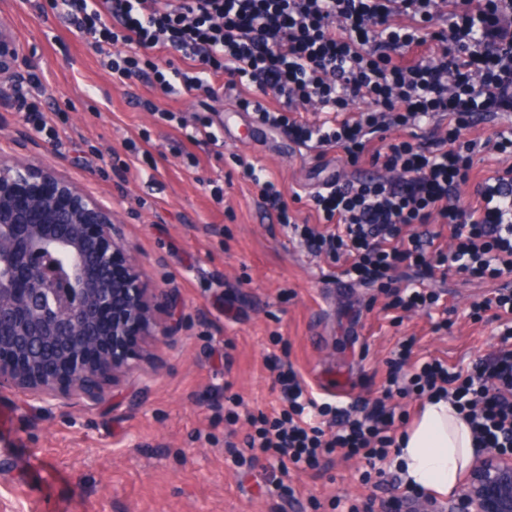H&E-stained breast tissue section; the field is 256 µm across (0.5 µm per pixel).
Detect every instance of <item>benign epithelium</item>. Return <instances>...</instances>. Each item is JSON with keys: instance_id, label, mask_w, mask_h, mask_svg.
Returning a JSON list of instances; mask_svg holds the SVG:
<instances>
[{"instance_id": "obj_1", "label": "benign epithelium", "mask_w": 512, "mask_h": 512, "mask_svg": "<svg viewBox=\"0 0 512 512\" xmlns=\"http://www.w3.org/2000/svg\"><path fill=\"white\" fill-rule=\"evenodd\" d=\"M24 65L0 19V98ZM17 146L0 159V389L46 412L92 409L129 367V329L161 339L168 326L150 321L143 266L112 207ZM448 512H512V454L484 449Z\"/></svg>"}]
</instances>
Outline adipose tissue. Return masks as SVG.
<instances>
[{
	"instance_id": "adipose-tissue-1",
	"label": "adipose tissue",
	"mask_w": 512,
	"mask_h": 512,
	"mask_svg": "<svg viewBox=\"0 0 512 512\" xmlns=\"http://www.w3.org/2000/svg\"><path fill=\"white\" fill-rule=\"evenodd\" d=\"M476 450L471 430L447 401L420 406L396 461L407 483L447 494L467 472Z\"/></svg>"
}]
</instances>
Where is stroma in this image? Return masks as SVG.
<instances>
[{
	"label": "stroma",
	"mask_w": 512,
	"mask_h": 512,
	"mask_svg": "<svg viewBox=\"0 0 512 512\" xmlns=\"http://www.w3.org/2000/svg\"><path fill=\"white\" fill-rule=\"evenodd\" d=\"M45 3L0 0L20 55L37 63L22 102L0 100V114L36 94L54 106L59 138L37 135L31 158L115 208L147 271L152 315L171 330L159 343L137 339L144 361L93 409L46 413L0 390L9 419L0 426V512H334L366 496L359 457L289 468L295 497L286 500L268 480L277 461L242 466L228 452L249 432L251 414L281 406L268 355L291 365L316 399L326 397L327 376L343 387V401L373 398L404 337L452 367L492 350L502 322L467 315L483 286L453 276L438 287L439 309L384 310L342 267L308 257L287 227L263 219L259 189L235 163L249 156L304 217L293 192L318 187L335 157L315 161L226 105L223 75L212 76L210 95L119 79ZM136 95L155 110L136 107ZM164 109L184 126L164 121ZM203 126L216 143L188 139ZM130 140L149 159L126 168ZM216 186L223 202L212 197ZM443 315L448 327L436 330Z\"/></svg>",
	"instance_id": "stroma-1"
}]
</instances>
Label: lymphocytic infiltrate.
<instances>
[{"label": "lymphocytic infiltrate", "mask_w": 512, "mask_h": 512, "mask_svg": "<svg viewBox=\"0 0 512 512\" xmlns=\"http://www.w3.org/2000/svg\"><path fill=\"white\" fill-rule=\"evenodd\" d=\"M112 73L172 93L212 92L337 167L297 219L284 193L245 156L258 210L293 225L305 251L346 264L388 310L431 308L439 294L410 285L458 275L494 283L512 275V0H48ZM173 51L183 68L148 58ZM335 112L307 120L312 99ZM359 111H349V104ZM406 339L378 395L320 402L277 357L267 365L278 413L258 414L232 454L312 470L337 454L385 461L399 446L395 395L445 399L477 448L512 452V327L486 356L448 368L414 355Z\"/></svg>", "instance_id": "1"}]
</instances>
